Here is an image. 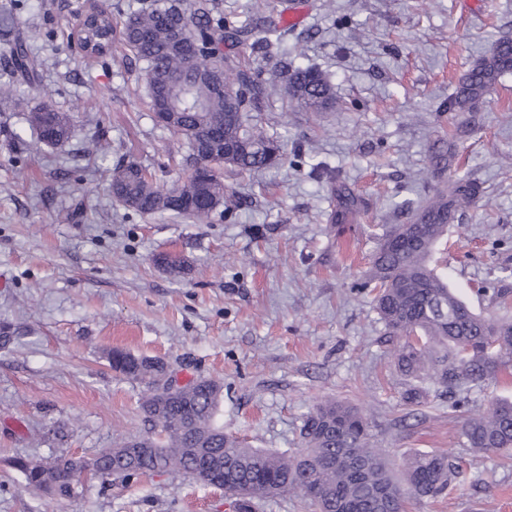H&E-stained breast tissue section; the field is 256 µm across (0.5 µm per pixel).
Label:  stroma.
<instances>
[{"instance_id": "1", "label": "stroma", "mask_w": 512, "mask_h": 512, "mask_svg": "<svg viewBox=\"0 0 512 512\" xmlns=\"http://www.w3.org/2000/svg\"><path fill=\"white\" fill-rule=\"evenodd\" d=\"M90 0H25L19 27H42L33 84L0 101V322L23 328L0 349V512H237L222 490L165 474L111 487L87 480L57 501L25 490L7 458L93 456L121 436L146 433L140 386L113 371L119 347L168 362L180 380L219 379V421L258 448L296 451L305 414L335 398L369 418L374 447L395 478L418 452L442 450L466 466L450 495L407 498L404 512H512V460L473 456L460 436L467 411L512 399V376L472 386L465 405L425 383L426 401L402 398L408 382L363 273L382 225L431 196L429 148L453 139L458 163L479 184L476 207L448 227L437 265L477 311L512 294V73L474 112L448 98L474 62L512 37V0H292L300 14L284 41L301 45L289 65L327 73L336 109L313 115L276 97L251 113L287 133L272 168L225 173L228 209L205 223L141 214L117 201L110 171L137 164L166 190L186 166L180 138L155 124L138 62L120 45L97 59L71 47ZM51 97H44V90ZM73 110L75 135L31 158L22 152L28 112L45 100ZM108 143L104 161L84 151ZM365 203L360 221L335 224L334 191ZM192 264L177 277L154 258Z\"/></svg>"}]
</instances>
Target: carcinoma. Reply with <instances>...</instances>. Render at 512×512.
Listing matches in <instances>:
<instances>
[{"mask_svg": "<svg viewBox=\"0 0 512 512\" xmlns=\"http://www.w3.org/2000/svg\"><path fill=\"white\" fill-rule=\"evenodd\" d=\"M22 0L0 9V30H9ZM263 24L255 29L224 16L220 0H163L127 16L120 35L130 55L142 64L153 119L181 136L187 147L188 173L163 191L145 169L129 163L112 169L115 199L143 214L171 212L205 222L226 204L231 190L216 168L237 173L271 167L280 160V140L246 122L248 112H261L274 97H286L311 112L336 105L331 78L315 67L292 70L253 68L243 54L267 57L279 51L286 28L283 13L262 3ZM96 23H82L80 39L92 46L112 43V11L97 9ZM43 33L25 29L8 41L10 81H0V97L17 95L13 79L37 74L33 46ZM512 72V40H497L459 82L449 101L455 112H469L499 78ZM34 137L26 143L30 156L48 146H61L75 133L72 113L44 106L29 113ZM453 145L431 152L439 173L454 167ZM480 199V187L460 171L446 189L412 208L409 221L383 231L362 286L375 292L380 320L396 343L391 350L398 369L425 376L450 393L470 385L496 383L512 373V322L473 312L432 265L446 240L456 212ZM358 197L343 191L334 215L337 224L357 218ZM164 268L177 275L191 270L188 261L164 255ZM107 360L112 370L144 388L139 410L155 432L123 438L91 458L17 456L8 461L22 484L56 499L79 493L74 476L88 471L101 485L153 472L215 482L238 497L240 512H252L257 498L293 494L307 512H402L404 499L436 497L451 487L450 476L463 466L445 452L413 455L404 484L389 475L382 449L374 448L370 423L359 409L326 399L305 416L302 448L288 453L253 448L224 432L217 414L223 384L197 377L174 394L159 392L165 363L114 348ZM460 436L480 454L512 458V400L492 399L486 408L463 418Z\"/></svg>", "mask_w": 512, "mask_h": 512, "instance_id": "carcinoma-1", "label": "carcinoma"}]
</instances>
